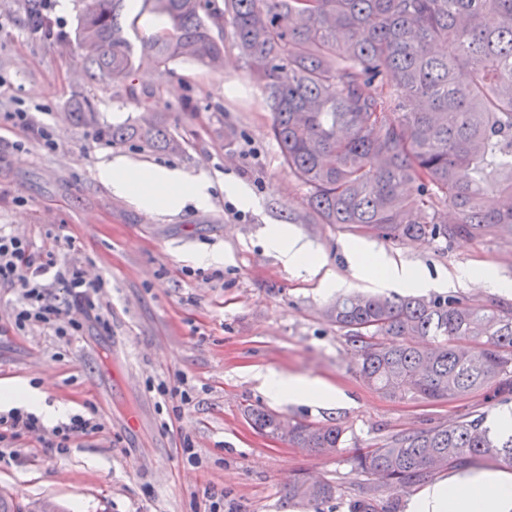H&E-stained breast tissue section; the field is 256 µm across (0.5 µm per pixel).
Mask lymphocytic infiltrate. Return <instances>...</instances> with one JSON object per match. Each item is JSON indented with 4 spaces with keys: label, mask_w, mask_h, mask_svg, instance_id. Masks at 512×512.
Masks as SVG:
<instances>
[{
    "label": "lymphocytic infiltrate",
    "mask_w": 512,
    "mask_h": 512,
    "mask_svg": "<svg viewBox=\"0 0 512 512\" xmlns=\"http://www.w3.org/2000/svg\"><path fill=\"white\" fill-rule=\"evenodd\" d=\"M50 272L65 289L66 304L51 300L43 281ZM0 287L21 291L22 301L10 321L13 330L23 332L41 326L68 339L79 335L84 320L99 317L106 283L90 279L82 261L57 264L54 246L38 250L25 237L0 230Z\"/></svg>",
    "instance_id": "obj_1"
}]
</instances>
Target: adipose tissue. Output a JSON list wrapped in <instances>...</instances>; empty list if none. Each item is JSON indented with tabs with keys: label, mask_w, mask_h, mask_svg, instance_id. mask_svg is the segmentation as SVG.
<instances>
[{
	"label": "adipose tissue",
	"mask_w": 512,
	"mask_h": 512,
	"mask_svg": "<svg viewBox=\"0 0 512 512\" xmlns=\"http://www.w3.org/2000/svg\"><path fill=\"white\" fill-rule=\"evenodd\" d=\"M98 178L115 195L130 199L146 210L179 207L192 200L196 207L211 203L210 185L205 180H187L178 169L165 167L132 168L118 157L102 162ZM267 246L276 252L289 269L297 273L314 274L319 264L312 258L310 244L288 228H273L267 235ZM346 254L355 278L376 282L387 278L400 288H427L430 280L416 269L396 262L387 253L357 244L347 247ZM264 391L279 401L314 400L330 403L336 399L335 387L320 379L288 376L272 370L254 373ZM46 393L25 382L0 386V404L26 405L51 422L61 417L66 405H46ZM409 512H512V474L504 471H480L454 477L426 487L409 504Z\"/></svg>",
	"instance_id": "obj_1"
}]
</instances>
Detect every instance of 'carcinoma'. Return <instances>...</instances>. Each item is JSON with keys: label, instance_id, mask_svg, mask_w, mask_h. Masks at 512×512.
<instances>
[{"label": "carcinoma", "instance_id": "obj_1", "mask_svg": "<svg viewBox=\"0 0 512 512\" xmlns=\"http://www.w3.org/2000/svg\"><path fill=\"white\" fill-rule=\"evenodd\" d=\"M164 19L134 55L127 30ZM231 24L270 112L288 173L307 189L310 220L396 242L512 238V0H84L76 30L92 79L139 101L135 64L213 66ZM104 139L179 152L146 107ZM324 316L344 330L359 377L394 399L452 400L495 387L512 399V305L455 296L336 297ZM251 424L313 453L341 447L339 422L288 423L264 409ZM484 414L402 432L353 456L354 470L418 487L436 471L512 468V431ZM326 481L288 480L286 504L323 512Z\"/></svg>", "mask_w": 512, "mask_h": 512}]
</instances>
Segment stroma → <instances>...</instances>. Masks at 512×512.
Returning a JSON list of instances; mask_svg holds the SVG:
<instances>
[{"label":"stroma","instance_id":"stroma-1","mask_svg":"<svg viewBox=\"0 0 512 512\" xmlns=\"http://www.w3.org/2000/svg\"><path fill=\"white\" fill-rule=\"evenodd\" d=\"M81 10V0L53 7L51 18L64 27L49 37L29 25L28 0H0V225L37 249L51 234L74 239V250H58L56 260L80 257L90 277L106 281L111 329L89 323L69 341L40 327L15 332L8 324L21 294L0 288V384L46 385L48 401L70 404L75 415L96 405L106 429L73 433L64 452L47 447L46 431L14 442L17 456L0 465L1 494L29 512L47 503L60 512H205L206 492L215 488L226 512H292L284 485L308 475L337 489L324 512H349L366 483L352 470L357 449L471 411L491 424L512 413V400L488 389L442 402L398 400L356 375L350 344L322 310L338 292H374L353 277L342 250L362 238L309 220L307 190L282 164L232 28L224 30L221 67H139L144 95L136 103L122 84L90 79L74 39ZM82 103L91 120H79ZM143 105L183 141L182 152L99 137V129L135 121ZM19 109L52 130L56 150L14 148L21 134L3 115ZM116 157L209 179L212 202L141 209L97 177L99 164ZM227 182L245 186L252 205L226 195ZM277 226L310 243L321 262L317 276L288 269L267 248V232ZM374 244L428 278L450 282L451 294L469 302L504 297L457 282L461 272L489 267L512 282V238ZM211 251L223 252V264L192 262ZM257 369L318 378L340 396L332 404L277 401L254 379ZM178 373L186 399L161 396L158 384ZM250 408L286 420H337L344 443L314 454L261 435L246 416ZM183 434L199 463L179 454Z\"/></svg>","mask_w":512,"mask_h":512}]
</instances>
